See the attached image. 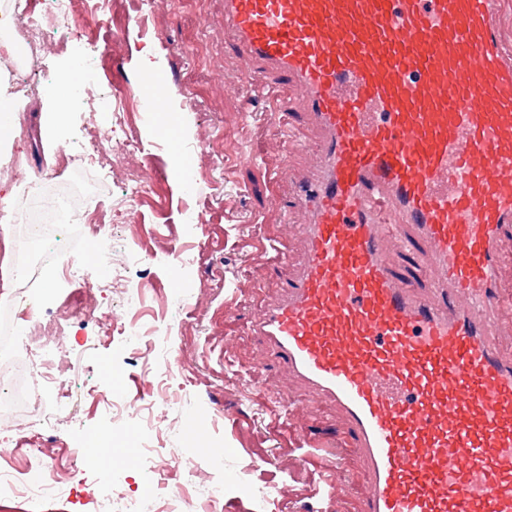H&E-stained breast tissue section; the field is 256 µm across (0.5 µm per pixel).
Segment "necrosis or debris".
<instances>
[{"label":"necrosis or debris","instance_id":"necrosis-or-debris-1","mask_svg":"<svg viewBox=\"0 0 512 512\" xmlns=\"http://www.w3.org/2000/svg\"><path fill=\"white\" fill-rule=\"evenodd\" d=\"M54 12H41L35 0L23 11H15L10 0H0V69L10 73L23 95L37 97L44 91L36 73L44 54L45 29H52L58 41L92 46L86 27L72 19V0H55ZM115 133L104 123L96 130V140L70 151H61L54 167V177L82 169L107 179L112 160L104 151V142ZM44 180L33 181L23 193L31 206V219L22 226L15 243L13 267L18 284V298L0 309V418L13 417L18 429H43L52 426L60 413L74 414L70 380L61 369L57 356L46 346L54 342L59 317H41L37 306L27 298L38 285L45 269H54L67 282L79 278L82 265L92 256L86 242L79 241L68 250L56 247L58 237L69 228H83L97 216L93 204L73 203L66 195H52ZM71 476L63 475L56 464L39 463L32 477H21L0 469V495L42 499L67 495ZM194 503L184 487L158 493L149 489L147 496L109 498V512H192Z\"/></svg>","mask_w":512,"mask_h":512}]
</instances>
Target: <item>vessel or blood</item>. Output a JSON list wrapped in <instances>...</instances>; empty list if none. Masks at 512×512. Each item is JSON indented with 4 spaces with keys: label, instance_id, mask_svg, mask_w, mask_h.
I'll list each match as a JSON object with an SVG mask.
<instances>
[{
    "label": "vessel or blood",
    "instance_id": "vessel-or-blood-1",
    "mask_svg": "<svg viewBox=\"0 0 512 512\" xmlns=\"http://www.w3.org/2000/svg\"><path fill=\"white\" fill-rule=\"evenodd\" d=\"M507 2L224 0L235 93L268 90L315 132L291 200L301 253L274 244L285 286L244 330L336 407L362 512H512ZM300 439L334 500L339 450Z\"/></svg>",
    "mask_w": 512,
    "mask_h": 512
}]
</instances>
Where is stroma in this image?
<instances>
[{"instance_id": "35a3bbf8", "label": "stroma", "mask_w": 512, "mask_h": 512, "mask_svg": "<svg viewBox=\"0 0 512 512\" xmlns=\"http://www.w3.org/2000/svg\"><path fill=\"white\" fill-rule=\"evenodd\" d=\"M88 8L104 38L99 50L105 58L96 60L99 50L49 41L42 68L50 91L24 101L21 134L0 142V162L18 158L24 164L23 173L0 178V206L18 199L23 174L46 173L55 165L57 152L45 139L42 117L51 90L65 82L72 60L81 59V80L120 95L118 136L134 145L102 191L86 240L106 249L128 286L142 294L137 307L121 310L123 320L158 325L170 356L157 361L143 345L99 337L94 320L76 318L63 323L57 337L70 373L111 396L146 398L162 386L173 392L176 402L155 440L164 451H194L187 423L209 426V447L225 454L207 459L197 475L196 504H206L220 477L223 512H360L368 478L335 407L289 383L272 352L242 332L282 286L281 273L260 257L257 243L278 238L292 251L301 249L291 230L301 216L286 214L281 203L309 158L313 131L301 129V149L286 154L280 150L285 127L264 113L262 102H253L255 114L242 124L245 104L229 85L243 66L224 52V0H121L117 8L110 0H90ZM146 58L168 82L170 112L145 106L140 82ZM182 164L192 171L187 185L174 176ZM173 246L181 248V259L169 255ZM40 291L46 311L65 308L77 295L105 307L120 295L93 260L83 264L79 284L49 278ZM273 388L282 402L297 407V424L315 442L342 448L345 488L331 505L315 494L321 475L289 440L288 424L270 400ZM111 428L107 405L89 396L75 417L59 420L35 446L11 423L0 422V468L26 472L39 447L64 468L89 460V480L60 505L64 512H104L107 494L143 495L146 480L140 466L124 459L127 449L140 445L137 424L115 434L106 461H90L86 435ZM273 486L281 492L266 502L249 494Z\"/></svg>"}]
</instances>
